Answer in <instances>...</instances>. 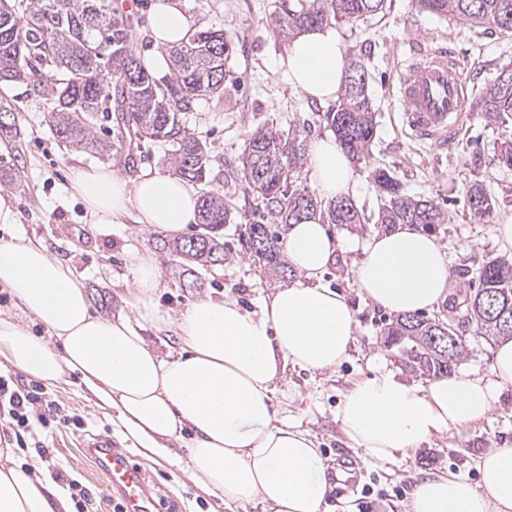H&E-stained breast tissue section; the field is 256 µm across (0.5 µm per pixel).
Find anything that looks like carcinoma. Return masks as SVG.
<instances>
[{"label": "carcinoma", "instance_id": "obj_1", "mask_svg": "<svg viewBox=\"0 0 512 512\" xmlns=\"http://www.w3.org/2000/svg\"><path fill=\"white\" fill-rule=\"evenodd\" d=\"M388 0H282L274 21L284 34L306 26L334 21L357 22L383 13ZM423 9L437 16H450L473 27L496 29L512 36V0H421ZM133 26L128 16L114 7V0H0V83H23L34 94L45 96L49 110L45 124L58 142L86 151L108 152L112 144L129 147L127 163H135L130 146L144 139L169 146L174 173L190 182L206 180L210 155L207 143L194 136L182 122V114L194 109L200 99L224 95L225 62L230 44L224 33L194 28L178 44L167 49L170 75L157 79L134 54ZM502 70L485 89L479 106L497 122L512 115V66ZM0 140L18 142L21 129L16 108L1 103ZM334 131L339 145L353 159L370 154L375 138V105L369 92L364 61L352 59L345 84L336 102L321 112L310 108ZM307 149L303 130L282 134L258 128L248 135L241 149V164L230 169L226 180H240L258 194L259 220L248 225V234L258 233L262 246L254 250L281 276L293 273L282 259L280 232L271 224H297L319 217L324 224H362L365 217L348 198L324 204L292 185L290 173L297 170ZM376 190L383 200L375 223L391 229L411 224L429 229L445 223L446 216L433 201L411 198L385 168L373 171ZM471 214L481 219L493 209V199L479 183L466 191ZM234 204L224 195L204 190L199 196L198 217L203 232L163 248L185 263L184 274L196 269L224 265V242L220 232L232 220ZM477 288L470 295L484 302L489 296L509 303L512 310V262L492 259L476 270ZM468 320L490 339L512 337V327L474 310ZM439 321L418 314L399 315L390 323L387 343L397 347L406 365L432 377L452 373L465 351L462 338L446 352L434 343L441 335Z\"/></svg>", "mask_w": 512, "mask_h": 512}]
</instances>
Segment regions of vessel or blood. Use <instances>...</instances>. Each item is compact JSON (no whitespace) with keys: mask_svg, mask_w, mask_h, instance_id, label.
I'll list each match as a JSON object with an SVG mask.
<instances>
[{"mask_svg":"<svg viewBox=\"0 0 512 512\" xmlns=\"http://www.w3.org/2000/svg\"><path fill=\"white\" fill-rule=\"evenodd\" d=\"M469 79L460 56L444 45H415L396 75L401 118L411 137L443 148L452 143L471 107ZM88 447L107 484L119 492L124 512H150L151 498L142 467L97 436Z\"/></svg>","mask_w":512,"mask_h":512,"instance_id":"vessel-or-blood-1","label":"vessel or blood"}]
</instances>
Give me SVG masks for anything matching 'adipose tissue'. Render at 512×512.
Returning <instances> with one entry per match:
<instances>
[{"label": "adipose tissue", "instance_id": "1", "mask_svg": "<svg viewBox=\"0 0 512 512\" xmlns=\"http://www.w3.org/2000/svg\"><path fill=\"white\" fill-rule=\"evenodd\" d=\"M192 21L178 0H157L150 19L156 51L179 43ZM288 80L306 101L335 102L347 59L332 25L302 29L287 44ZM310 180L326 200L356 191L350 157L335 136L310 149ZM68 189L96 224L133 221L180 236L197 221L198 195L177 175L127 179L111 164L74 167ZM18 213L0 196V285L20 316L0 315V362L47 384L74 373L111 410L120 433L151 456L171 461V443L187 450L188 471L221 500L270 512H327L337 476L300 423L278 420L273 398L287 366L331 370L349 355L351 305L323 283L338 243L319 220L287 229L284 257L299 275L262 297L258 310L201 297L178 315L156 301L160 274L150 255L132 253L125 310L95 314L71 270L17 233ZM361 293L394 314L449 300L448 258L437 238L410 225L375 234L353 268ZM45 328L36 335L32 327ZM173 331L179 352L162 357L146 328ZM512 387V338L494 348L485 374L466 372L412 384L379 369L356 380L336 408L340 428L369 464L409 458L431 439L483 420ZM478 482L435 469L416 478L404 512H512V447L480 456ZM0 512H72L51 477L0 448Z\"/></svg>", "mask_w": 512, "mask_h": 512}]
</instances>
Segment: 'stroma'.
<instances>
[{
	"instance_id": "35a3bbf8",
	"label": "stroma",
	"mask_w": 512,
	"mask_h": 512,
	"mask_svg": "<svg viewBox=\"0 0 512 512\" xmlns=\"http://www.w3.org/2000/svg\"><path fill=\"white\" fill-rule=\"evenodd\" d=\"M155 2L139 0L131 18L132 49L160 78L169 70L156 67L153 62L148 27ZM280 3L281 0H180L194 27L223 30L233 45L226 64L223 98L199 100L194 110L183 117L184 125L207 143L213 169L237 164L244 140L259 127L285 132L303 125L312 140L330 131L321 117H310L307 103L288 82L282 64L285 42L271 22ZM337 28L346 54L361 56L369 69V89L376 109V136L370 156L353 165L358 180L353 200L369 221L328 227L339 244V254L325 279L329 287L346 296L354 311L355 342L348 358L336 370L311 373L287 367L281 384L283 393L275 397L273 405L278 417L301 421L331 464L345 461L356 465L360 458L349 448L336 420V406L351 382L376 367L392 370L410 382L420 379L418 373L405 366L398 351L384 343L391 313L365 300L352 274L367 240L382 230L372 221L381 203L373 185V169L386 168L406 195L434 201L448 217L447 223L435 225L432 232L448 255L455 293L451 303L441 304L429 316L457 325L459 335L465 339L466 353L457 364V372L483 373L493 362V341L477 333L475 325L463 321L472 272L491 259L512 261V248L503 247L497 237L498 225L512 223V171H504L495 161L500 142L512 136V120L494 124L477 109L448 148L413 142L399 121L396 66L412 39L452 45L461 51L472 75L474 92L479 95L493 83L503 66L512 64V37L456 18L430 14L419 0H392L384 16L353 24L341 21ZM0 101L16 105L23 133L18 149L0 144V158L13 167L11 177H0V194L12 198L19 212L20 233L69 267L85 287L97 314L109 317L119 310L120 296L129 280L128 257L136 251L154 254L163 282L159 302L174 314L206 296L235 300L253 310L261 296L284 286V279L276 277L246 246V228L258 199L244 184L210 182L211 190L234 198L236 203L234 218L224 227L228 258L223 266L201 272L196 287H188L178 274V257L159 249L165 238L163 232L133 223H92L81 201L66 191L71 166H95L106 159L131 179L145 171L171 172L165 144L141 141L134 152L136 163L129 168L124 163L123 149L113 148L105 159L59 144L44 122V99L25 85H0ZM475 182L483 184L494 200L492 212L481 220L471 216L466 196L468 186ZM48 393L70 422L34 432V439L45 443L48 455L39 454L33 447L22 449L21 455L46 474L60 469L77 480L91 495L89 512H113L118 500L79 445L80 439L93 434L110 436L114 448L146 470L154 501L152 512H262L261 507L251 504L222 502L189 478L183 462L169 464L133 447L76 375H66L64 381L50 386ZM510 446L512 389L502 393L480 423L434 438L409 459L367 466L360 476L362 487L356 493L346 496L337 490L332 492L331 512H358L363 503L369 512H404L420 471L445 469L474 482L479 478L478 457L487 449Z\"/></svg>"
}]
</instances>
